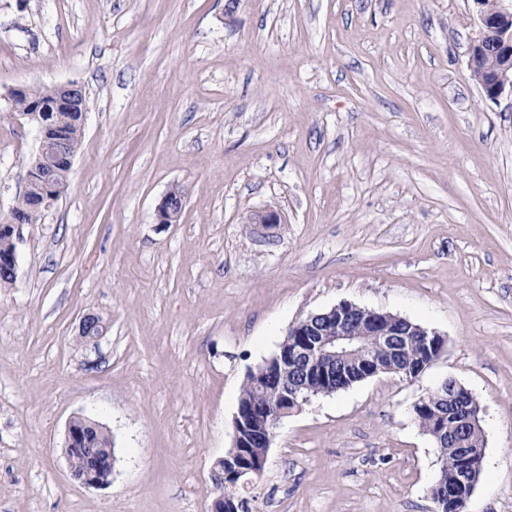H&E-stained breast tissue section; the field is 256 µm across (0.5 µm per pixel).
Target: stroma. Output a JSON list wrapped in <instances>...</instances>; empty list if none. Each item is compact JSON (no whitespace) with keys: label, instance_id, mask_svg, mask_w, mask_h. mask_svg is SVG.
I'll return each mask as SVG.
<instances>
[{"label":"stroma","instance_id":"35a3bbf8","mask_svg":"<svg viewBox=\"0 0 512 512\" xmlns=\"http://www.w3.org/2000/svg\"><path fill=\"white\" fill-rule=\"evenodd\" d=\"M476 28L472 0H0V217L38 146L10 89L89 100L0 288V512H210L248 370L344 301L444 349L282 418L257 512H433L413 404L448 377L481 408L465 512H512V98L473 80ZM78 415L112 436L106 487L70 477ZM181 213L182 205L168 191L157 207L156 221L160 224H175L179 222Z\"/></svg>","mask_w":512,"mask_h":512}]
</instances>
